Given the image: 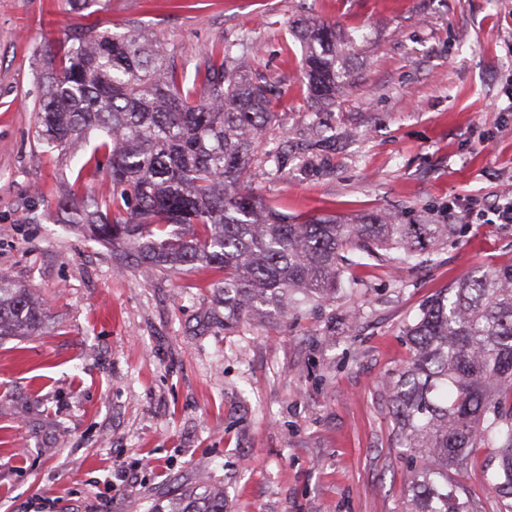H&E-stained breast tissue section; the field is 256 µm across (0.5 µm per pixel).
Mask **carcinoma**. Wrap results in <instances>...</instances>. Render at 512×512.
<instances>
[{
	"label": "carcinoma",
	"instance_id": "cac0c4a2",
	"mask_svg": "<svg viewBox=\"0 0 512 512\" xmlns=\"http://www.w3.org/2000/svg\"><path fill=\"white\" fill-rule=\"evenodd\" d=\"M309 94L329 106L350 84L362 35L333 24L292 26ZM36 139L63 151L94 141L82 169L105 176L108 194L73 192L58 211L89 241L120 248L148 272L197 265L221 271L224 326L286 314L336 297L345 253L383 265L419 257L461 235L463 224H405L368 213L298 221L247 186L256 143L273 125L267 86L246 74L230 44L207 47L192 85L164 49L95 24L59 43L43 76ZM47 303L0 273V337L43 332ZM407 366L390 381L399 447L420 458L408 482L411 512H472L448 481L473 448H494L489 479L512 512V265L468 275L427 301L405 327ZM154 512H224V495Z\"/></svg>",
	"mask_w": 512,
	"mask_h": 512
}]
</instances>
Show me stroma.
<instances>
[{
    "label": "stroma",
    "instance_id": "stroma-1",
    "mask_svg": "<svg viewBox=\"0 0 512 512\" xmlns=\"http://www.w3.org/2000/svg\"><path fill=\"white\" fill-rule=\"evenodd\" d=\"M369 35L322 141L294 22ZM138 30L193 81L205 48L249 34L271 91L280 172L258 144L256 198L304 220L392 212L462 236L381 267L354 252L351 288L321 308L224 324L218 272L148 274L70 230L57 211L89 146L41 152V56L89 23ZM512 0H0V272L43 298V333L0 341V512H153L210 488L226 512H406L416 464L393 431L388 381L411 355L404 327L468 273L512 265ZM133 473L121 482L112 470ZM479 449L449 478L474 512H499Z\"/></svg>",
    "mask_w": 512,
    "mask_h": 512
}]
</instances>
